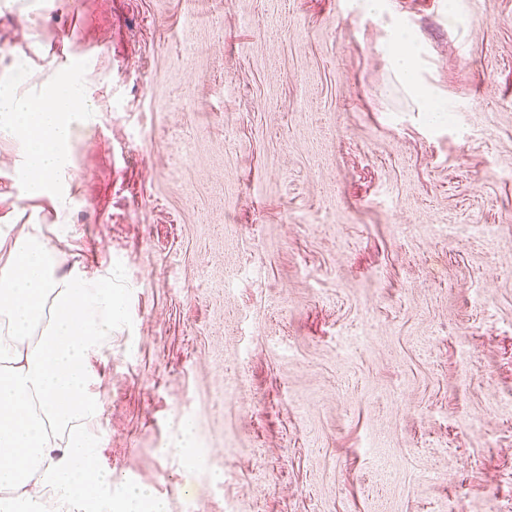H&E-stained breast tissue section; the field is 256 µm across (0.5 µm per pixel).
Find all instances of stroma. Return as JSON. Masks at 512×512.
<instances>
[{"mask_svg":"<svg viewBox=\"0 0 512 512\" xmlns=\"http://www.w3.org/2000/svg\"><path fill=\"white\" fill-rule=\"evenodd\" d=\"M16 49L96 106L64 215L0 139V230L123 291L98 466L169 512H512V0H0ZM396 49L391 54L390 64L395 75L409 88L417 99L421 112H440L438 104L441 97L435 90L422 83L418 76V49L409 38H405L398 29L391 33ZM194 425L190 421H184L176 437V448H172L175 455L184 456L190 465L195 463L192 456L194 452Z\"/></svg>","mask_w":512,"mask_h":512,"instance_id":"1","label":"stroma"}]
</instances>
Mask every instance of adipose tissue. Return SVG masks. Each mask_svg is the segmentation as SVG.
Listing matches in <instances>:
<instances>
[{
	"label": "adipose tissue",
	"instance_id": "obj_1",
	"mask_svg": "<svg viewBox=\"0 0 512 512\" xmlns=\"http://www.w3.org/2000/svg\"><path fill=\"white\" fill-rule=\"evenodd\" d=\"M390 57L395 75L421 111L440 96L418 76V50L400 31ZM13 60L0 74V138L21 141V174L29 197L50 198L64 210L78 122L96 106L85 88L57 70L34 94L21 92ZM125 313L111 273L61 272L37 224L0 235V512H34L45 487L57 494L56 512H97L111 498L114 512H168L142 483L114 486L97 467L92 357L112 348V327Z\"/></svg>",
	"mask_w": 512,
	"mask_h": 512
}]
</instances>
